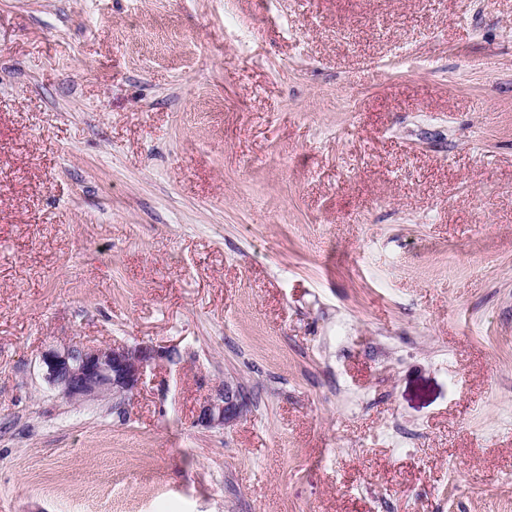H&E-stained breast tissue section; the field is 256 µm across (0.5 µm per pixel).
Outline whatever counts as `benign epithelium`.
<instances>
[{"mask_svg":"<svg viewBox=\"0 0 512 512\" xmlns=\"http://www.w3.org/2000/svg\"><path fill=\"white\" fill-rule=\"evenodd\" d=\"M177 350L147 345H64L45 351L41 366L45 381L68 401L89 403L112 399L119 407L141 385L145 368L158 357L174 360ZM245 394L238 383L224 380L198 408L196 425L230 427L242 416Z\"/></svg>","mask_w":512,"mask_h":512,"instance_id":"benign-epithelium-1","label":"benign epithelium"}]
</instances>
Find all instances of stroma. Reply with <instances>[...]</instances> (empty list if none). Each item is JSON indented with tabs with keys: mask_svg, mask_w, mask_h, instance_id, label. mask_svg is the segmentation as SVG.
Here are the masks:
<instances>
[{
	"mask_svg": "<svg viewBox=\"0 0 512 512\" xmlns=\"http://www.w3.org/2000/svg\"><path fill=\"white\" fill-rule=\"evenodd\" d=\"M0 512H512V0H0ZM177 350L147 345H63L45 351L41 366L45 381L68 401L89 403L112 397L116 407L141 385L145 368L157 357L171 361ZM245 394L238 383L224 379L214 394L209 396L198 408L196 425L205 428L230 427L242 416L245 407Z\"/></svg>",
	"mask_w": 512,
	"mask_h": 512,
	"instance_id": "1",
	"label": "stroma"
}]
</instances>
